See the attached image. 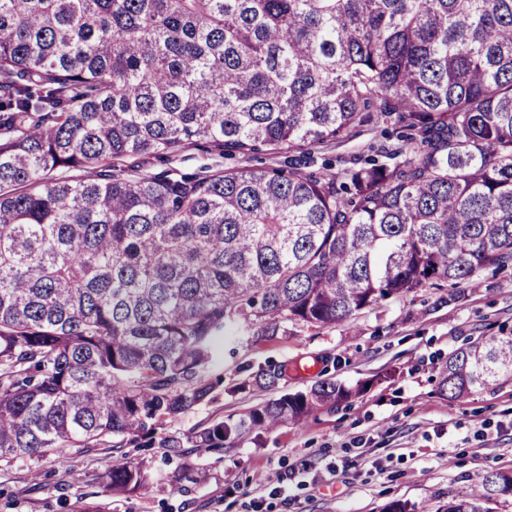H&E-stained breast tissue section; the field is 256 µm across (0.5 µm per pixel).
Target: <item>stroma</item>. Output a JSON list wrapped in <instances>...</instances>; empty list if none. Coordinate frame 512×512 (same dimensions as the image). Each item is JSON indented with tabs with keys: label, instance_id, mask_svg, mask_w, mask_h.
Wrapping results in <instances>:
<instances>
[{
	"label": "stroma",
	"instance_id": "1",
	"mask_svg": "<svg viewBox=\"0 0 512 512\" xmlns=\"http://www.w3.org/2000/svg\"><path fill=\"white\" fill-rule=\"evenodd\" d=\"M287 162L284 153L245 160L192 150L139 166L149 174L208 173ZM437 298L424 288L333 328L292 326L276 339L242 344L217 369L224 382L216 400L165 430L183 435L272 398V391L241 386L261 368L285 369L283 393L323 379L359 387L348 402L235 448H124L127 458L148 461L162 475L126 495L102 492L106 453L67 449L65 463L40 462L36 482L29 462L0 460V512H64L81 501L105 505L106 512H382L395 501L409 512H437L456 487L483 494L489 471L512 469V384L459 403L439 395L435 379L466 339L512 328V268L483 272L476 290L459 301Z\"/></svg>",
	"mask_w": 512,
	"mask_h": 512
}]
</instances>
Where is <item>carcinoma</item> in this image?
<instances>
[{"label": "carcinoma", "mask_w": 512, "mask_h": 512, "mask_svg": "<svg viewBox=\"0 0 512 512\" xmlns=\"http://www.w3.org/2000/svg\"><path fill=\"white\" fill-rule=\"evenodd\" d=\"M320 176L123 174L193 149ZM512 265V0H0V459L236 447L357 391L323 380L181 437L226 345L331 327ZM283 372L240 384L275 389ZM512 380V332L448 355L450 401ZM151 480L112 458L109 496ZM437 512H493L512 470ZM366 145V141L364 137H360L347 145L339 148L336 152V148L330 151L325 152H314L311 154V158L307 161V168L305 169L308 172L313 173H325L326 170L323 168L324 160L327 158L335 159L336 153L343 154L345 156L357 153L363 149Z\"/></svg>", "instance_id": "obj_1"}]
</instances>
